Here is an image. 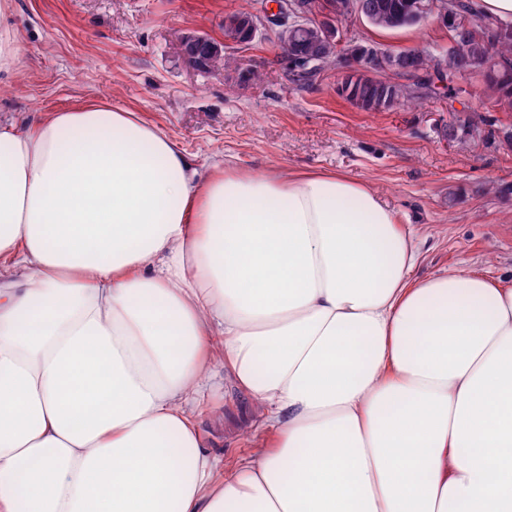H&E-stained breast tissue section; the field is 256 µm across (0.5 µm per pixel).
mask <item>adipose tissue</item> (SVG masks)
Here are the masks:
<instances>
[{
  "label": "adipose tissue",
  "instance_id": "1",
  "mask_svg": "<svg viewBox=\"0 0 512 512\" xmlns=\"http://www.w3.org/2000/svg\"><path fill=\"white\" fill-rule=\"evenodd\" d=\"M417 262L346 175L0 121V512H512V286ZM217 367L276 434L230 471Z\"/></svg>",
  "mask_w": 512,
  "mask_h": 512
}]
</instances>
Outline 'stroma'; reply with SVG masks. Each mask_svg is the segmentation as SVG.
Returning <instances> with one entry per match:
<instances>
[{"label": "stroma", "instance_id": "35a3bbf8", "mask_svg": "<svg viewBox=\"0 0 512 512\" xmlns=\"http://www.w3.org/2000/svg\"><path fill=\"white\" fill-rule=\"evenodd\" d=\"M247 0H14L12 24L20 65L0 76V119L22 126L47 113L113 101L161 127L201 169L262 174L327 171L376 190L413 236L415 276L451 268L512 281V195L488 183L512 184V144L485 135L442 138L451 122L477 118L500 128L479 81H462L455 99L417 100L393 112H363L337 92L343 65L307 85L294 81L273 38L249 49L229 46L236 66L196 70L181 59L179 37H224L225 14ZM351 29L386 50L447 46V29L428 21L380 30L364 20ZM261 74L249 80L245 69ZM218 415L200 432L209 451L233 467L263 450L273 435L251 399L231 380L216 383Z\"/></svg>", "mask_w": 512, "mask_h": 512}]
</instances>
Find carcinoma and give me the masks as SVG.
Returning <instances> with one entry per match:
<instances>
[{
    "instance_id": "cac0c4a2",
    "label": "carcinoma",
    "mask_w": 512,
    "mask_h": 512,
    "mask_svg": "<svg viewBox=\"0 0 512 512\" xmlns=\"http://www.w3.org/2000/svg\"><path fill=\"white\" fill-rule=\"evenodd\" d=\"M334 5L336 22L340 25L347 23L355 15H360L370 25L379 29L393 30L414 22L412 0H354V10L348 9L349 0H327ZM253 15L248 10H239L227 14L225 19L229 23L224 25V37L242 38L244 30L240 25L234 27L232 23L244 22ZM491 19V16L478 11L472 0H463L458 4L457 14L448 18V32L454 33L456 22H468L465 40L458 45L447 49L441 59L437 49L433 47L403 49L404 65L415 70L409 75L415 79L418 74H426L431 70H438L441 76L453 75L461 63L467 61L473 67L472 77L481 81L495 93L492 108L500 112H512V32L500 36L496 44L487 42L485 26L481 20ZM359 44L353 39L330 50L326 59V66L331 67L337 63H344L349 59L357 58ZM338 93L355 108L371 112L372 103L382 104L379 111H392L405 106L422 94L413 89V84L400 83L388 75L369 78L345 79Z\"/></svg>"
}]
</instances>
